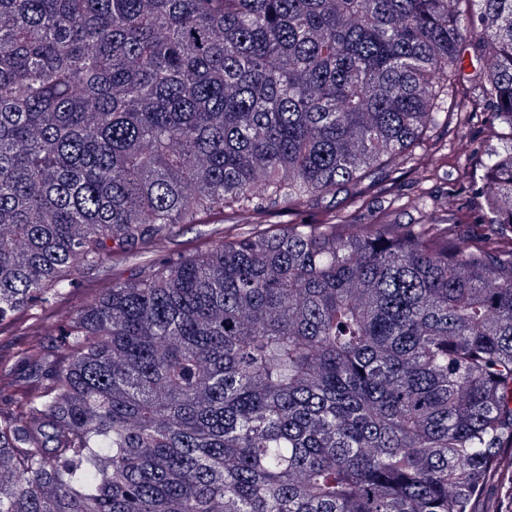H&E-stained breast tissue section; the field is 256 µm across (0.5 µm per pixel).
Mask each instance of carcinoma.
<instances>
[{"instance_id": "cac0c4a2", "label": "carcinoma", "mask_w": 512, "mask_h": 512, "mask_svg": "<svg viewBox=\"0 0 512 512\" xmlns=\"http://www.w3.org/2000/svg\"><path fill=\"white\" fill-rule=\"evenodd\" d=\"M450 114L482 165L440 186ZM104 260L0 350V512H472L512 471V0H0V332ZM212 224H194L176 229L172 240L167 244L165 254H175L190 249H204L210 239ZM131 266L113 268L108 262L93 269H84L77 275L78 285L74 288L69 299L61 307L59 312L48 318L41 325V337L47 344H51L57 337V329L67 322L78 309L87 303L95 295H98L112 287L113 279H127L132 272Z\"/></svg>"}]
</instances>
